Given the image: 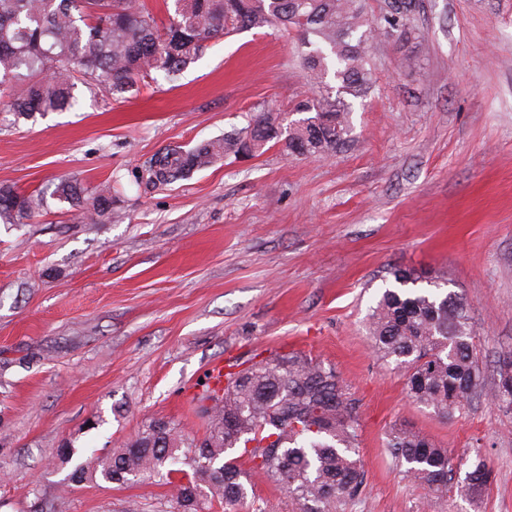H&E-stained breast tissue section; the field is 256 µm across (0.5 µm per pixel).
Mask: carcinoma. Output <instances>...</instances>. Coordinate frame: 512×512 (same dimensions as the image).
Returning a JSON list of instances; mask_svg holds the SVG:
<instances>
[{"mask_svg":"<svg viewBox=\"0 0 512 512\" xmlns=\"http://www.w3.org/2000/svg\"><path fill=\"white\" fill-rule=\"evenodd\" d=\"M389 18L368 12L366 0H173L166 21L136 0H0V90L18 117L71 109L75 90L102 84L117 97L139 92L159 74L173 80L208 49L209 42L242 28L281 26L299 35L300 58L320 82L333 73L336 96L317 94L295 104L306 117L286 126L280 115L261 112L239 131L204 140L188 150L170 149L147 168L146 183L167 185L189 178L221 157L239 158L272 143L294 154L296 140L309 155L341 148L350 132L352 101L372 85L369 51L378 38L414 32L416 0ZM53 195L71 207L91 203L97 220L112 208L107 186L60 181ZM39 203L0 184V223L25 224ZM368 319L375 352L403 369L406 390L417 404L448 418L468 408L484 389L463 298L440 291L423 276L391 271ZM490 399L512 409V354L496 367ZM200 400L207 417L202 444L187 443L170 421L157 419L118 449L82 459L69 442L57 457L71 465L69 479L126 484L159 478L183 512H200L215 501L233 507L248 497L249 471L263 472L302 505V512H339L364 483L359 424L336 369L299 357L261 359L224 374L222 393ZM242 448L239 456L228 452ZM391 460L417 485L448 486L458 460L428 437L397 429L386 443ZM492 472L478 461L468 489L480 493Z\"/></svg>","mask_w":512,"mask_h":512,"instance_id":"cac0c4a2","label":"carcinoma"}]
</instances>
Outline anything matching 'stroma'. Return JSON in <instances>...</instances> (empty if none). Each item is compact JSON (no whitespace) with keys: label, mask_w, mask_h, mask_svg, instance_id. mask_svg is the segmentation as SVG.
Segmentation results:
<instances>
[{"label":"stroma","mask_w":512,"mask_h":512,"mask_svg":"<svg viewBox=\"0 0 512 512\" xmlns=\"http://www.w3.org/2000/svg\"><path fill=\"white\" fill-rule=\"evenodd\" d=\"M414 24L374 43L373 90L336 153L268 146L163 188L134 179L155 155L335 92L302 69L294 31H237L177 81L84 89L70 111L19 119L0 97V184L43 197L29 223L0 224V512H178L158 481H68L58 445L101 454L154 419L202 438L210 364L273 355L340 375L365 470L341 512H512V410L483 394L448 418L416 405L366 331L392 270L414 269L466 301L485 379L512 353V0H421ZM62 177L110 186V219L54 199ZM398 428L458 459L447 491L393 465ZM479 459L493 474L475 496ZM250 480L237 512H301Z\"/></svg>","instance_id":"stroma-1"}]
</instances>
